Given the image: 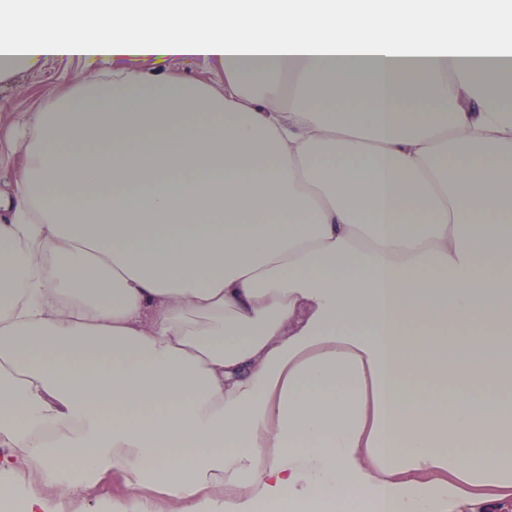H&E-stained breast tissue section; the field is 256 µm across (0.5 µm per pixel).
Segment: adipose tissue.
<instances>
[{
  "mask_svg": "<svg viewBox=\"0 0 512 512\" xmlns=\"http://www.w3.org/2000/svg\"><path fill=\"white\" fill-rule=\"evenodd\" d=\"M50 57L106 72L0 196V474L120 468L129 512L146 476L186 512L512 486L506 0H0V72ZM112 66L113 68H123L144 74H151L163 69L190 80L204 83H215L224 75V62L218 58L203 59L172 56L159 62L153 57L135 56L115 59Z\"/></svg>",
  "mask_w": 512,
  "mask_h": 512,
  "instance_id": "obj_1",
  "label": "adipose tissue"
}]
</instances>
